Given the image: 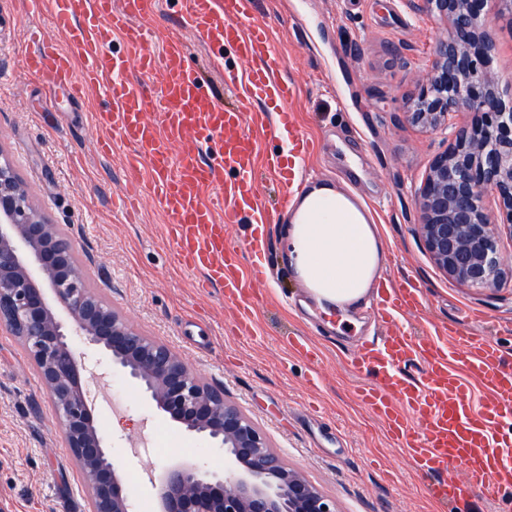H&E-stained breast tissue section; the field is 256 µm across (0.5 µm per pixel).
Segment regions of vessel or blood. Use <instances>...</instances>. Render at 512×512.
I'll return each mask as SVG.
<instances>
[{
	"label": "vessel or blood",
	"instance_id": "vessel-or-blood-1",
	"mask_svg": "<svg viewBox=\"0 0 512 512\" xmlns=\"http://www.w3.org/2000/svg\"><path fill=\"white\" fill-rule=\"evenodd\" d=\"M33 2L47 8L57 37L27 54V72L74 100L98 91L93 124L103 148H124V167L165 216L179 264L198 273L202 287L223 289L248 322L266 270L241 264L226 227L272 223L262 171L277 177L281 201L291 206L295 165L308 153L306 135L288 123L295 87L282 78L284 60L267 28L252 19L254 0H174L209 49L211 66L223 72L234 108L213 99L180 38L154 52L145 23L159 0ZM117 33L126 55L110 49ZM228 45L241 67H225ZM283 133L286 152L262 153L263 140ZM424 308L420 289L390 286L379 308L381 335L347 358L361 380L357 398L414 468L433 477L438 502L494 495L512 485V433L503 429L512 420V363L493 337L462 326L414 331L408 317Z\"/></svg>",
	"mask_w": 512,
	"mask_h": 512
}]
</instances>
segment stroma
Wrapping results in <instances>:
<instances>
[{"instance_id":"1","label":"stroma","mask_w":512,"mask_h":512,"mask_svg":"<svg viewBox=\"0 0 512 512\" xmlns=\"http://www.w3.org/2000/svg\"><path fill=\"white\" fill-rule=\"evenodd\" d=\"M255 18L268 24L285 60L282 72L297 94L290 107L315 150L305 161L313 182L359 195L385 241L383 275L420 286L429 321L470 323L512 349V230L499 229L505 274L492 290L459 286L442 273L418 233L415 190L448 131H423L406 112L432 69L447 25L427 0H257ZM155 47L176 32L217 102L233 105L209 52L172 14L152 26ZM50 32L30 0H0V149L11 158L34 201L72 241L90 286L139 331L169 344L205 382L222 388L267 433L289 467L303 472L336 502L338 512H494L486 496L441 508L428 481L380 424L357 402L359 380L345 355L377 334L373 310L344 312L309 300L280 255V210L272 177H264L273 224L263 232L229 226L249 241L263 235L271 274L251 314L257 335L238 333L235 308L220 288L198 287L181 268L163 214L143 200L135 214L115 208L127 180L122 147L98 153L91 123L95 94L82 101L47 94L23 68L34 31ZM495 43L489 70L503 98H512V23L491 21ZM309 338L314 359L288 349V336ZM107 403L94 420L127 474L133 508H158L150 476L174 465L224 472L222 449L186 431L146 402L139 388L115 376L107 353L80 345ZM316 384H309L310 376ZM172 440L153 454L133 445L153 431ZM79 469L63 443L60 423L38 373L17 336L0 325V512H88Z\"/></svg>"}]
</instances>
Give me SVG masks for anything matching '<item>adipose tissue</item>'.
<instances>
[{"label":"adipose tissue","mask_w":512,"mask_h":512,"mask_svg":"<svg viewBox=\"0 0 512 512\" xmlns=\"http://www.w3.org/2000/svg\"><path fill=\"white\" fill-rule=\"evenodd\" d=\"M289 270L316 303L344 311L361 307L383 279L385 243L360 199L331 184L298 195L281 227Z\"/></svg>","instance_id":"obj_1"}]
</instances>
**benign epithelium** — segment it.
<instances>
[{"label":"benign epithelium","mask_w":512,"mask_h":512,"mask_svg":"<svg viewBox=\"0 0 512 512\" xmlns=\"http://www.w3.org/2000/svg\"><path fill=\"white\" fill-rule=\"evenodd\" d=\"M450 28L438 42L427 85L408 108L423 129H451L417 190L420 236L453 282L494 288L502 275L497 227L486 197L512 227V109L487 69L492 18L512 19V0H428ZM493 9H486L487 3ZM469 126L449 127L455 112ZM104 349L113 371L190 432L224 450V475L176 465L160 489L161 512H337L336 502L288 467L265 432L224 389L200 380L163 341L136 329L86 283L66 233L33 202L0 149V324L29 351L51 397L66 447L89 493V512H129L124 466L94 424L86 366L65 320Z\"/></svg>","instance_id":"1"}]
</instances>
